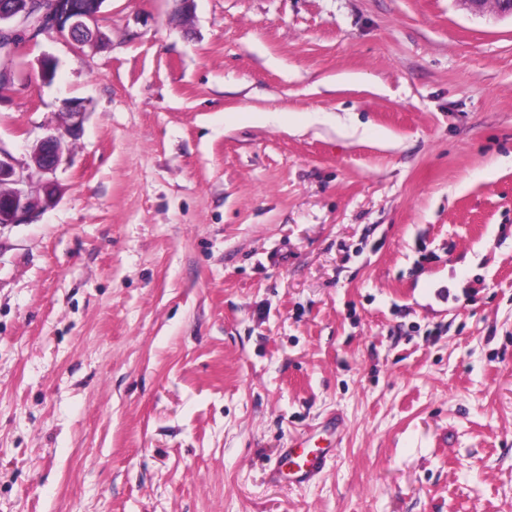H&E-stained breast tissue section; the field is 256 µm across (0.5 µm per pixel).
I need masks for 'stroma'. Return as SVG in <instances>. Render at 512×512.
<instances>
[{"label":"stroma","instance_id":"stroma-1","mask_svg":"<svg viewBox=\"0 0 512 512\" xmlns=\"http://www.w3.org/2000/svg\"><path fill=\"white\" fill-rule=\"evenodd\" d=\"M176 8L39 35L0 102L18 167L85 107L0 227V512H512V17ZM62 135L50 134L40 141L34 151L35 171L44 176L53 173L63 162ZM307 443L308 440L295 441L281 453V461L288 467V479L293 482H309L319 475L325 466V450L309 448Z\"/></svg>","mask_w":512,"mask_h":512}]
</instances>
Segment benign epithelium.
<instances>
[{"instance_id":"benign-epithelium-1","label":"benign epithelium","mask_w":512,"mask_h":512,"mask_svg":"<svg viewBox=\"0 0 512 512\" xmlns=\"http://www.w3.org/2000/svg\"><path fill=\"white\" fill-rule=\"evenodd\" d=\"M41 0H30L28 7L18 10L13 0H0V99L14 88L13 62L26 52L28 43L43 33L67 36L79 49L96 48L102 40L98 30L100 8L104 0L86 4L73 0H52L43 9ZM69 123L66 133L76 135L83 124L84 106L77 101L64 102ZM62 136L50 134L34 151L35 172L44 176L53 173L63 162ZM33 172V173H35ZM33 173L16 168L8 155L0 151V226L28 224L37 214L54 204L53 184L44 182V203L29 194L27 185Z\"/></svg>"}]
</instances>
